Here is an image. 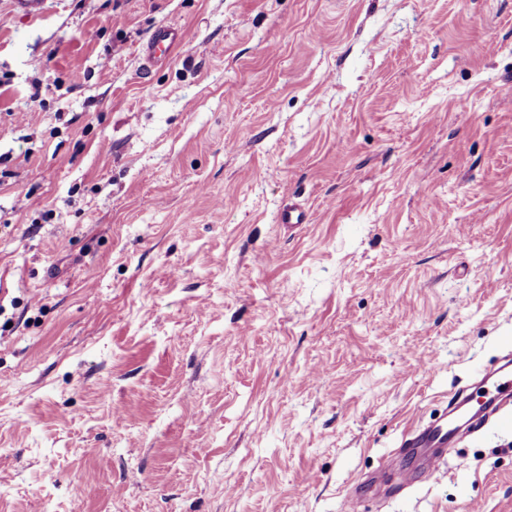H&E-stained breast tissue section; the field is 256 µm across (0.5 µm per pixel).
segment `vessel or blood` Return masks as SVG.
<instances>
[{
	"label": "vessel or blood",
	"mask_w": 512,
	"mask_h": 512,
	"mask_svg": "<svg viewBox=\"0 0 512 512\" xmlns=\"http://www.w3.org/2000/svg\"><path fill=\"white\" fill-rule=\"evenodd\" d=\"M190 40L186 28L175 22H165L157 26L142 44L140 54L146 66L169 63L178 49ZM480 390L476 405L477 416L469 423L472 431H479L485 421H493L500 428H512V365L502 364L485 372L479 379ZM462 400H455L447 412L437 416L427 424L409 432L402 445L406 448H422L426 454L422 464L427 474H435L449 447L454 446L457 434L453 429L455 418L462 413Z\"/></svg>",
	"instance_id": "obj_1"
}]
</instances>
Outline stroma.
<instances>
[{"label":"stroma","mask_w":512,"mask_h":512,"mask_svg":"<svg viewBox=\"0 0 512 512\" xmlns=\"http://www.w3.org/2000/svg\"><path fill=\"white\" fill-rule=\"evenodd\" d=\"M40 2L0 0V512H512L492 425L391 479L512 351V0ZM189 40L188 30L176 22H165L157 26L140 49L146 68L169 63L177 50Z\"/></svg>","instance_id":"stroma-1"}]
</instances>
